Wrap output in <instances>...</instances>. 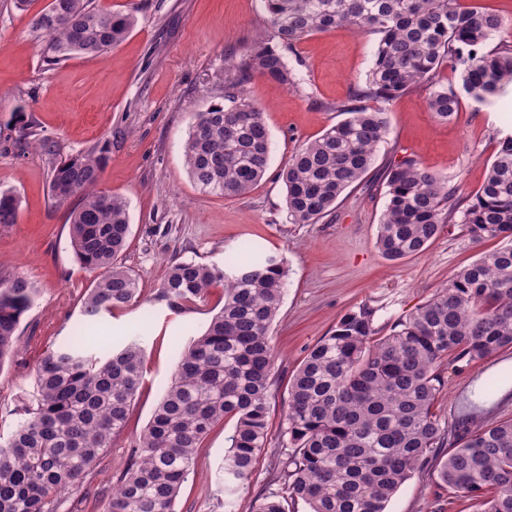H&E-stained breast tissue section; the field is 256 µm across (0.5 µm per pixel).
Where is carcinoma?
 Segmentation results:
<instances>
[{
  "label": "carcinoma",
  "instance_id": "cac0c4a2",
  "mask_svg": "<svg viewBox=\"0 0 512 512\" xmlns=\"http://www.w3.org/2000/svg\"><path fill=\"white\" fill-rule=\"evenodd\" d=\"M277 43H258L229 69L223 102L195 113L185 143L187 172L201 189L224 197L250 192L265 175L270 135L263 112L244 95L256 76L297 87L286 53L304 37L338 26L379 36L364 85L336 104L348 114L301 145L280 171L290 224H315L370 171L389 135L387 103L429 90L442 120L460 111L443 68L459 72L476 104L494 102L512 84V19L463 0H264ZM137 23L92 0H51L33 20L55 57L98 55L122 42ZM493 48H487V45ZM106 157L87 150L55 164L53 199L79 204L70 213L74 255L98 273L80 323L139 297L137 279L117 263L130 233L127 202L97 189ZM387 202L376 247L390 261L425 250L444 224H463L477 241L503 245L464 267L379 339L377 309L346 313L308 352L289 380L279 451L287 498L308 512H387L398 488L448 438L435 411L449 359L471 364L512 348V136L498 148L472 195L451 179L404 157L385 171ZM20 200L0 191V224L18 222ZM224 266L174 260L156 301L172 311L204 300L224 282V306L180 354L171 384L132 449L102 512H174L195 471L196 448L227 417L235 419L220 480L224 504L252 477L268 447L273 385L271 327L286 288L282 260L252 246ZM37 288L27 277L0 278V366L19 349V326ZM145 349L137 339L103 356L72 340L46 351L35 368L28 405L0 440V512H56L61 495L82 487L112 438L121 434L142 385ZM440 463L448 489L476 501V512H512V420L456 437Z\"/></svg>",
  "mask_w": 512,
  "mask_h": 512
}]
</instances>
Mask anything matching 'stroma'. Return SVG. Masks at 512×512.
Returning a JSON list of instances; mask_svg holds the SVG:
<instances>
[{
    "instance_id": "obj_1",
    "label": "stroma",
    "mask_w": 512,
    "mask_h": 512,
    "mask_svg": "<svg viewBox=\"0 0 512 512\" xmlns=\"http://www.w3.org/2000/svg\"><path fill=\"white\" fill-rule=\"evenodd\" d=\"M49 3L29 0L21 9L16 0H0V190H12L21 201L17 223L0 225V278L19 273L38 288L19 328L21 351L0 367V433L18 421L42 354L72 336L95 279L69 242V215L79 200L55 202L52 166L108 144L99 187L128 203L130 235L119 261L137 278L141 294L133 306L104 315L85 344L98 351L141 336L146 370L124 432L83 487L58 500L57 512H99L168 388L181 350L224 304L219 283L205 301L180 313L157 302L171 261L220 265L244 243L284 257L288 285L271 330L277 353L267 417L269 441L278 444L292 374L346 313L370 305L381 334H388L462 268L497 248L494 240L474 241L462 224L444 225L423 252L399 261L387 260L375 239L389 163L409 156L455 179L463 192L481 186L497 139L512 135V86L494 105L462 98L460 111L445 122L428 110L427 90L393 99L386 105L390 134L367 177L319 223L292 224L279 171L302 144L341 121L335 105L363 85L376 35L339 28L296 43L287 63L298 90L254 77L245 94L263 111L270 164L249 193L225 198L202 192L190 179L184 147L195 113L223 96L229 65L257 39L272 37L263 0H96L103 9L136 11V26L102 55L66 59L54 58L47 36L32 26ZM20 120L30 124L36 141L20 138ZM506 368L512 369V349L468 366L444 365L436 404L442 421L454 424L470 393ZM234 426L231 419L217 423L197 448L195 472L182 485L175 512H225L218 470ZM447 455L436 449L394 494L388 512H473L469 496L448 490L437 477ZM277 471V456L262 454L234 498V512H252L263 498L283 494Z\"/></svg>"
}]
</instances>
